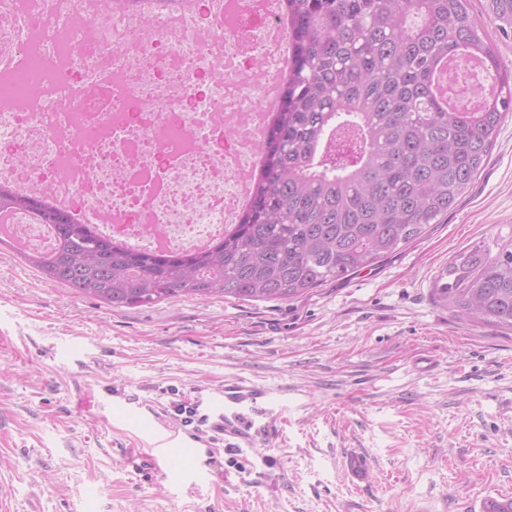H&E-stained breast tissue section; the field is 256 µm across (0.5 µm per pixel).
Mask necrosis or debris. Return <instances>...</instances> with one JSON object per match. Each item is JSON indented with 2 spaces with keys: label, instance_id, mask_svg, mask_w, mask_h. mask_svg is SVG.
Wrapping results in <instances>:
<instances>
[{
  "label": "necrosis or debris",
  "instance_id": "necrosis-or-debris-1",
  "mask_svg": "<svg viewBox=\"0 0 512 512\" xmlns=\"http://www.w3.org/2000/svg\"><path fill=\"white\" fill-rule=\"evenodd\" d=\"M289 44L280 0H0V182L125 245L208 247L250 202Z\"/></svg>",
  "mask_w": 512,
  "mask_h": 512
}]
</instances>
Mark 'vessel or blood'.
Here are the masks:
<instances>
[{"label":"vessel or blood","mask_w":512,"mask_h":512,"mask_svg":"<svg viewBox=\"0 0 512 512\" xmlns=\"http://www.w3.org/2000/svg\"><path fill=\"white\" fill-rule=\"evenodd\" d=\"M271 397L252 381H238L224 387V441L232 448L252 447L258 434L253 417L269 404Z\"/></svg>","instance_id":"b4317fda"}]
</instances>
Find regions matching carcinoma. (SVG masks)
Returning a JSON list of instances; mask_svg holds the SVG:
<instances>
[{
	"mask_svg": "<svg viewBox=\"0 0 512 512\" xmlns=\"http://www.w3.org/2000/svg\"><path fill=\"white\" fill-rule=\"evenodd\" d=\"M469 0H283L292 55L264 133L243 218L181 254L122 247L41 194L0 183V212L54 226L50 251L20 255L44 278L112 307L177 297L291 300L374 266L439 224L512 116V71L479 33ZM512 30V0H487ZM482 58L495 92L446 111L440 69ZM434 293L460 321L512 330V238L459 253Z\"/></svg>",
	"mask_w": 512,
	"mask_h": 512,
	"instance_id": "carcinoma-1",
	"label": "carcinoma"
}]
</instances>
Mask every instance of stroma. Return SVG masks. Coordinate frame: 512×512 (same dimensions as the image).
<instances>
[{
    "label": "stroma",
    "mask_w": 512,
    "mask_h": 512,
    "mask_svg": "<svg viewBox=\"0 0 512 512\" xmlns=\"http://www.w3.org/2000/svg\"><path fill=\"white\" fill-rule=\"evenodd\" d=\"M510 237L512 118L444 223L289 301L115 308L0 249L7 512H480L512 499V331L460 322L434 294L457 254ZM241 379L274 399L254 447L188 443L173 403L216 416ZM139 413L159 415L158 432Z\"/></svg>",
    "instance_id": "1"
}]
</instances>
